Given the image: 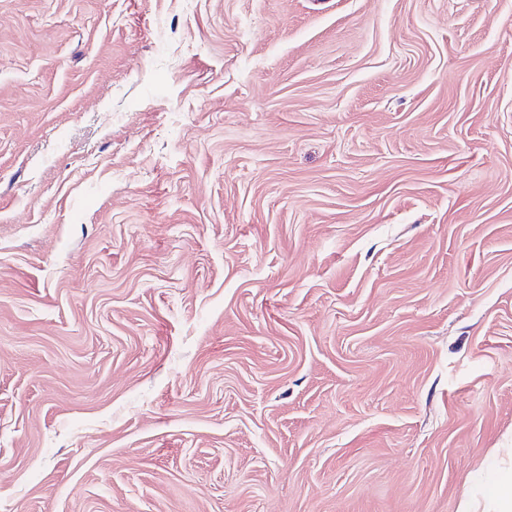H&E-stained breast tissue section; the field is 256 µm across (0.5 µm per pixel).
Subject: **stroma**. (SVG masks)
<instances>
[{
    "label": "stroma",
    "mask_w": 512,
    "mask_h": 512,
    "mask_svg": "<svg viewBox=\"0 0 512 512\" xmlns=\"http://www.w3.org/2000/svg\"><path fill=\"white\" fill-rule=\"evenodd\" d=\"M512 448V0H0V512H458Z\"/></svg>",
    "instance_id": "35a3bbf8"
}]
</instances>
